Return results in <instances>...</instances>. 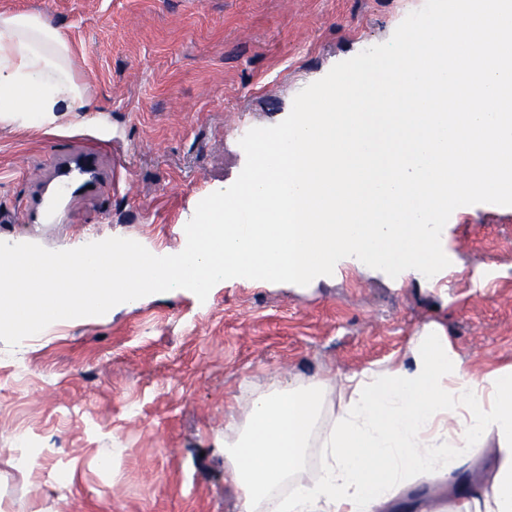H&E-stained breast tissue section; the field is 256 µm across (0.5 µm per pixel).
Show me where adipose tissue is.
<instances>
[{"label": "adipose tissue", "mask_w": 512, "mask_h": 512, "mask_svg": "<svg viewBox=\"0 0 512 512\" xmlns=\"http://www.w3.org/2000/svg\"><path fill=\"white\" fill-rule=\"evenodd\" d=\"M75 57L66 31L41 14L0 16V124L38 128L96 111ZM247 405L224 425L240 512H384L423 476L456 480L448 512H512V362L469 366L436 322L398 360L253 387ZM486 453L491 477L465 479Z\"/></svg>", "instance_id": "adipose-tissue-1"}]
</instances>
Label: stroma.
Returning <instances> with one entry per match:
<instances>
[{
  "instance_id": "obj_1",
  "label": "stroma",
  "mask_w": 512,
  "mask_h": 512,
  "mask_svg": "<svg viewBox=\"0 0 512 512\" xmlns=\"http://www.w3.org/2000/svg\"><path fill=\"white\" fill-rule=\"evenodd\" d=\"M424 0H0L63 26L101 120L0 125V241L68 250L111 237L157 256L235 182L240 131L273 126L337 63L388 41ZM95 177L44 218L61 165ZM442 282L338 262L298 286L261 280L142 297L0 341V512H238L224 421L247 384L399 358L424 322L477 368L512 361V207L447 223ZM120 449L109 468L98 458ZM25 457L30 470L16 461Z\"/></svg>"
}]
</instances>
